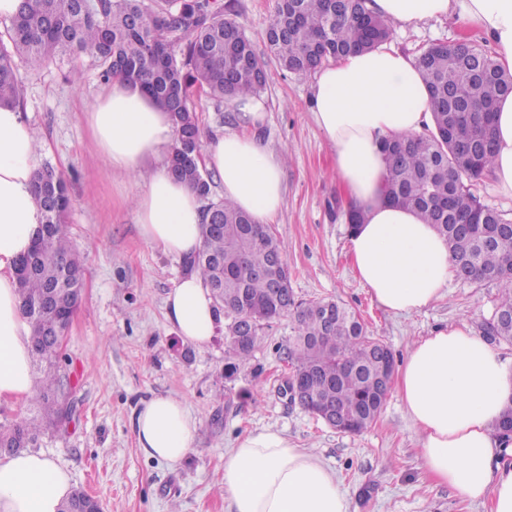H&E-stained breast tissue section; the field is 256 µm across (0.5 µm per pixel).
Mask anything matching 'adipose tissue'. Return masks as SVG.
I'll use <instances>...</instances> for the list:
<instances>
[{"instance_id": "1", "label": "adipose tissue", "mask_w": 512, "mask_h": 512, "mask_svg": "<svg viewBox=\"0 0 512 512\" xmlns=\"http://www.w3.org/2000/svg\"><path fill=\"white\" fill-rule=\"evenodd\" d=\"M371 9L399 29L455 15L486 35L499 65L512 72V0H372ZM312 120L331 146L346 206L363 219L348 251L362 284L386 313L408 316L436 301L453 263L446 241L414 212L384 193V139L422 133L431 123L429 92L416 58L384 44L322 68L313 85ZM112 171H149L135 211L143 239L181 261L203 240L202 199L169 170L176 131L169 112L140 86L113 78L84 115ZM492 176L512 199V95L495 105ZM38 143L15 107L0 106V403L32 394L30 327L16 291V264L28 251L42 213L33 172ZM202 165L217 174L226 199L269 223L282 209L281 159L254 135L219 133L203 141ZM166 318L183 339L203 345L218 317L197 273H185L166 298ZM395 391L421 436L427 472L464 498L512 512V435L495 424L512 403V359L466 325L439 328L411 346ZM197 422L184 404L155 397L140 408L135 435L151 458L182 462L192 451ZM71 490L68 468L26 452L0 460V512H58ZM224 492L234 512H350L335 474L278 432L248 434L224 457Z\"/></svg>"}]
</instances>
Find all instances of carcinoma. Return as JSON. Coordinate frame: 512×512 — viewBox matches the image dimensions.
I'll list each match as a JSON object with an SVG mask.
<instances>
[{
  "mask_svg": "<svg viewBox=\"0 0 512 512\" xmlns=\"http://www.w3.org/2000/svg\"><path fill=\"white\" fill-rule=\"evenodd\" d=\"M370 0H274L266 29L268 54L297 76L319 70L357 50L387 41L390 24L369 8ZM9 46L0 41V106H20L23 81L18 65L40 70L53 63L87 57L99 63L101 77L121 76L137 83L170 112L177 131L172 174L195 187L204 199L212 177L197 158L201 129L190 99L201 90L220 103L257 96L265 88L261 55L242 24L224 17L219 0H22L4 22ZM428 88L431 127L420 135L386 139L388 199L418 213L448 243L454 272L496 287L495 310H512V271L503 266L512 252V235L487 238L505 214L485 207L474 182L490 174L495 153L493 112L498 99L512 94L506 74L483 45L470 40L461 53L451 43L424 48L417 59ZM35 200L43 213L33 245L41 261L16 268L23 313L31 326L33 367L42 373L35 402L38 419L19 417L0 425V440L14 452L30 448L39 435L58 427L65 416L59 397V350L41 329L73 316L84 264L64 223L70 206L67 183L45 163L34 172ZM201 225L203 246L191 270L210 287L224 317L227 370L247 362L270 324L287 317L293 324L285 362L309 390L302 409L322 418L336 411V430L359 434L379 416L395 368L391 350L368 334L346 303L332 298L297 302L292 290L272 288L268 278H249V268L269 269L285 256L281 241L229 200L211 201ZM224 225L217 232L213 225ZM483 335L512 342V325L490 318ZM99 500L76 489L59 512H95Z\"/></svg>",
  "mask_w": 512,
  "mask_h": 512,
  "instance_id": "obj_1",
  "label": "carcinoma"
}]
</instances>
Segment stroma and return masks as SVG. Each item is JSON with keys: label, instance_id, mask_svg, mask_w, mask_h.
Listing matches in <instances>:
<instances>
[{"label": "stroma", "instance_id": "stroma-1", "mask_svg": "<svg viewBox=\"0 0 512 512\" xmlns=\"http://www.w3.org/2000/svg\"><path fill=\"white\" fill-rule=\"evenodd\" d=\"M231 2L234 19L265 52L273 0ZM470 34L464 20L450 17L416 30L392 28L391 40L413 54ZM72 64L82 73L76 83L53 64L21 72L22 112L39 134V161L65 178L67 229L86 252L84 288L59 362L69 418L40 436L37 452L67 466L73 487L99 499L103 512H231L224 454L246 434L272 430L336 473L351 512H485L426 474L419 435L396 394L358 435L337 432L289 403L280 391L292 336L288 319L275 321L231 376L223 333L204 345L177 336L165 300L184 264L143 240L132 199L145 177L107 168L84 121L105 86L101 69L86 57ZM267 73L256 132L282 157L285 201L271 228L286 248L296 298L348 304L399 363L419 337L490 318L495 286L455 277L439 299L410 316L385 313L372 302L349 259L331 149L311 120L314 78L281 70L273 60ZM194 103L205 134L244 126L231 103L202 94ZM157 396L180 400L198 423L193 451L176 465L150 458L136 442L135 412Z\"/></svg>", "mask_w": 512, "mask_h": 512}]
</instances>
